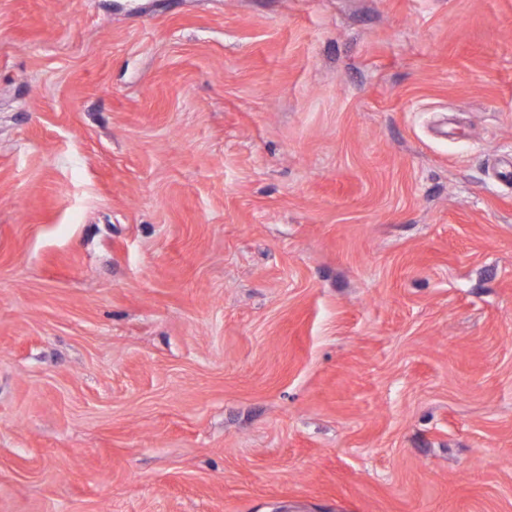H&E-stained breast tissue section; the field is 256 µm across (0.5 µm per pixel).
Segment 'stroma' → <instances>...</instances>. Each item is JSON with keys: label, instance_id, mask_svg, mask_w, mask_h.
I'll return each mask as SVG.
<instances>
[{"label": "stroma", "instance_id": "1", "mask_svg": "<svg viewBox=\"0 0 512 512\" xmlns=\"http://www.w3.org/2000/svg\"><path fill=\"white\" fill-rule=\"evenodd\" d=\"M512 0H0V512H512Z\"/></svg>", "mask_w": 512, "mask_h": 512}]
</instances>
